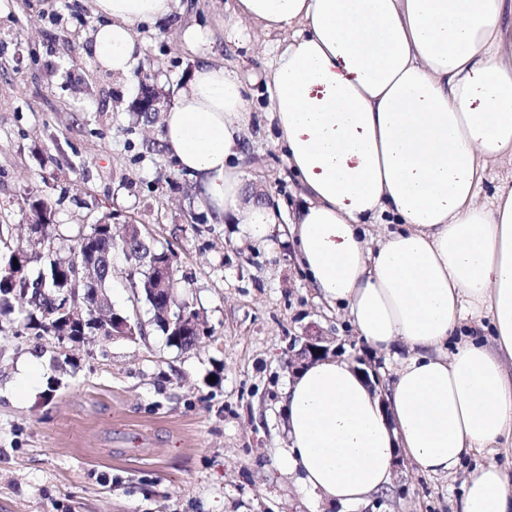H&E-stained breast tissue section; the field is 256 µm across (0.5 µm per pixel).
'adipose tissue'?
I'll list each match as a JSON object with an SVG mask.
<instances>
[{"instance_id":"obj_1","label":"adipose tissue","mask_w":512,"mask_h":512,"mask_svg":"<svg viewBox=\"0 0 512 512\" xmlns=\"http://www.w3.org/2000/svg\"><path fill=\"white\" fill-rule=\"evenodd\" d=\"M94 58L137 64L134 27L179 0H93ZM236 26L284 34L266 74L270 115L304 187L290 225L250 194L240 165L244 85L202 62L162 120L177 169L239 241L292 242L309 284L344 307L372 348L409 355L385 394L328 357L282 388L284 473L344 507L388 490L397 455L434 475L512 438V181L478 202L490 164L512 160V0H237ZM391 231L368 238V219ZM473 320L489 339L458 337ZM460 512H512V481L476 467Z\"/></svg>"}]
</instances>
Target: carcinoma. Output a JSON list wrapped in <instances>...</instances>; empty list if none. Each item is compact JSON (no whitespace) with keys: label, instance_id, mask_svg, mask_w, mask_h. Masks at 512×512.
<instances>
[{"label":"carcinoma","instance_id":"carcinoma-1","mask_svg":"<svg viewBox=\"0 0 512 512\" xmlns=\"http://www.w3.org/2000/svg\"><path fill=\"white\" fill-rule=\"evenodd\" d=\"M27 222L34 227L53 228L54 213L41 197L31 196L24 212ZM107 221L99 220L90 225V230L74 239L71 257L64 258L50 246L51 237L44 241L27 240V244L11 246V225L0 224V245L6 246L9 256L0 263V314L14 311V302L21 303L20 314L23 325L37 336H52L61 339L63 327L59 323L61 310L71 309L74 303L100 305L108 316L123 315L112 306L109 293L114 271V260L125 253L123 243L114 242L106 230ZM140 259L128 262V277L137 300L145 301L151 310L157 304L150 298L153 279L151 263L166 257L177 262L175 252L168 247H159L147 239L137 243ZM24 263L25 273L17 279L13 275L16 263ZM196 307L187 299L173 297L168 318L153 314V324L166 336L170 345L190 351L199 342L192 333H177V321L189 315Z\"/></svg>","mask_w":512,"mask_h":512}]
</instances>
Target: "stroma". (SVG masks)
<instances>
[{
    "instance_id": "1",
    "label": "stroma",
    "mask_w": 512,
    "mask_h": 512,
    "mask_svg": "<svg viewBox=\"0 0 512 512\" xmlns=\"http://www.w3.org/2000/svg\"><path fill=\"white\" fill-rule=\"evenodd\" d=\"M181 4L173 19L136 26L141 70L119 80L88 51L100 21L92 0H0V223L26 241L25 200L46 198L64 255L101 217L140 225L176 253L177 290L210 330L194 350L169 345L134 300L121 257L112 303L142 336L60 345L1 315L0 512H458L469 455L449 477L402 461L388 491L347 509L280 470V390L306 336L371 362L385 385L407 350L371 349L310 288L293 246L239 242L234 225L198 205L161 124L130 112L141 73L173 95L185 87L200 50L182 33L206 29L211 59L239 76L257 114L245 176L292 218L301 182L267 117L265 85L282 35L255 25L230 35L235 0Z\"/></svg>"
}]
</instances>
